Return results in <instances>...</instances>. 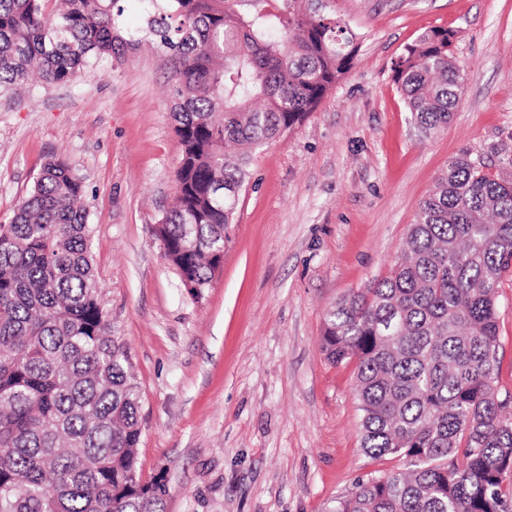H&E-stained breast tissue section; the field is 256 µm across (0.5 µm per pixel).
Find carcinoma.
Listing matches in <instances>:
<instances>
[{"label":"carcinoma","mask_w":512,"mask_h":512,"mask_svg":"<svg viewBox=\"0 0 512 512\" xmlns=\"http://www.w3.org/2000/svg\"><path fill=\"white\" fill-rule=\"evenodd\" d=\"M55 2L48 9L49 2ZM0 0V93L68 82L146 44L173 61L182 145L155 228L181 284L209 287L252 152L293 129L353 66L355 35L300 0ZM453 31L406 46L393 81L420 131L457 105ZM83 178L51 159L0 224V512H164L143 478L141 392L94 272ZM512 274V176L468 151L420 202L389 275L326 313L322 351L355 364L360 447L405 460L332 512H512V401L498 391L499 290Z\"/></svg>","instance_id":"obj_1"}]
</instances>
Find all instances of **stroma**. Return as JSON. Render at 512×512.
<instances>
[{"instance_id": "obj_1", "label": "stroma", "mask_w": 512, "mask_h": 512, "mask_svg": "<svg viewBox=\"0 0 512 512\" xmlns=\"http://www.w3.org/2000/svg\"><path fill=\"white\" fill-rule=\"evenodd\" d=\"M357 37L318 108L259 150L202 298L154 228L175 202L181 146L169 64L148 48L69 82L0 95V224L66 158L83 177L96 272L141 387L144 477L164 512H332L405 462L360 448L354 369L321 348L327 309L387 276L420 201L461 151L512 155V0H331ZM456 34L452 121L421 134L392 81L406 45ZM500 394L512 395V287L498 298Z\"/></svg>"}]
</instances>
